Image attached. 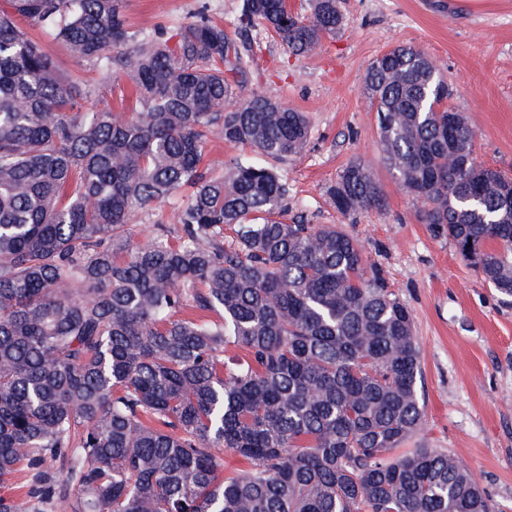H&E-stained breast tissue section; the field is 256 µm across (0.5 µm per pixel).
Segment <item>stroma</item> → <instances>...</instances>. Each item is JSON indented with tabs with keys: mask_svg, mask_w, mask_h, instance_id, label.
<instances>
[{
	"mask_svg": "<svg viewBox=\"0 0 512 512\" xmlns=\"http://www.w3.org/2000/svg\"><path fill=\"white\" fill-rule=\"evenodd\" d=\"M242 0H124L137 29L174 31L206 14L245 38L246 92L306 113L311 137L282 165L289 217L334 224L358 239L413 318L424 417L415 442L454 453L492 498L512 512V302L485 284L456 246L433 238L412 197L382 161L367 69L398 45L440 67L475 134L478 162L512 174V0H338L343 25L312 55L287 53L263 28L241 35ZM59 68L111 99L112 78L50 38ZM355 160L369 165L385 203L354 214L330 204L329 186Z\"/></svg>",
	"mask_w": 512,
	"mask_h": 512,
	"instance_id": "1",
	"label": "stroma"
}]
</instances>
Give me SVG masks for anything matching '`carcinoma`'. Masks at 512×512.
<instances>
[{
    "label": "carcinoma",
    "mask_w": 512,
    "mask_h": 512,
    "mask_svg": "<svg viewBox=\"0 0 512 512\" xmlns=\"http://www.w3.org/2000/svg\"><path fill=\"white\" fill-rule=\"evenodd\" d=\"M129 81L134 104L86 107L24 24ZM337 0H243L308 55ZM245 52L201 16L146 35L123 0L0 8V512H492L458 457L409 448L424 409L411 314L364 246L334 224L283 220L280 164L308 117L244 91ZM366 93L383 160L435 238L512 298V178L477 163L475 134L433 60L397 46ZM265 159L202 168L211 138ZM188 192L172 229L132 216ZM343 214L380 207L370 169L328 188ZM221 451L249 467L223 473Z\"/></svg>",
    "instance_id": "1"
}]
</instances>
